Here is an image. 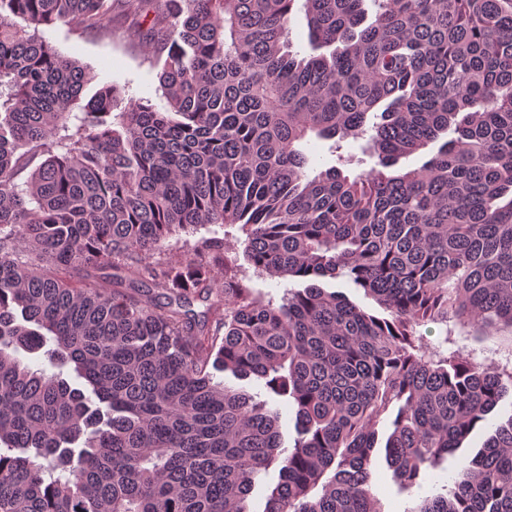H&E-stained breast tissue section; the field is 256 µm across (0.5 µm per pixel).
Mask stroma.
Wrapping results in <instances>:
<instances>
[{
    "mask_svg": "<svg viewBox=\"0 0 512 512\" xmlns=\"http://www.w3.org/2000/svg\"><path fill=\"white\" fill-rule=\"evenodd\" d=\"M44 38L62 55L75 60L85 70L88 81L80 100L88 102L94 93L104 84H112L119 91L116 100L117 109L127 107L130 100L152 99L155 104H163V92L159 82V67L148 56L144 43L129 36L122 26H114L112 31L101 36L81 37L73 34L64 25L58 24L44 28ZM364 139L344 141L340 153H331L328 142L315 138L304 143L303 149L310 159L309 169L319 172L336 163L337 155L351 157L350 165L344 171L349 175L369 169L373 158L363 154ZM212 239L221 241L224 256L229 263L238 268V279L244 287L256 292L281 299L286 289L301 287L298 279H282L269 274L256 273L244 259V236L238 226L209 224L191 235L180 234L169 238L163 246L148 255V262L155 263L183 254L190 245ZM425 343L440 355H448L455 350L474 351L477 361L489 367L512 361V337L501 335L491 345H483L474 337L460 330H450L448 323L437 321L417 329ZM373 491L379 501L382 512H410L416 507L422 495L432 494V486H425L422 493L409 495L400 492L391 470L384 458H377L373 470Z\"/></svg>",
    "mask_w": 512,
    "mask_h": 512,
    "instance_id": "obj_1",
    "label": "stroma"
}]
</instances>
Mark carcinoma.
<instances>
[{"mask_svg": "<svg viewBox=\"0 0 512 512\" xmlns=\"http://www.w3.org/2000/svg\"><path fill=\"white\" fill-rule=\"evenodd\" d=\"M364 2L0 0V512H250L273 466L264 512H381V442L409 490L456 460L411 512H512V419L456 457L512 370L415 336L512 333V0H372L367 25ZM299 10L329 54L290 50ZM118 20L154 48L168 108L114 115L105 85L74 114L86 74L39 27ZM310 134L366 135L376 162L311 177ZM207 224L307 285L256 298L209 240L142 264ZM338 278L388 316L316 283ZM213 295L212 329L190 306ZM211 364L293 406V445ZM278 481L279 474L276 468H271L267 474H262L256 480L248 500L251 511L262 512L264 510L267 493Z\"/></svg>", "mask_w": 512, "mask_h": 512, "instance_id": "cac0c4a2", "label": "carcinoma"}]
</instances>
